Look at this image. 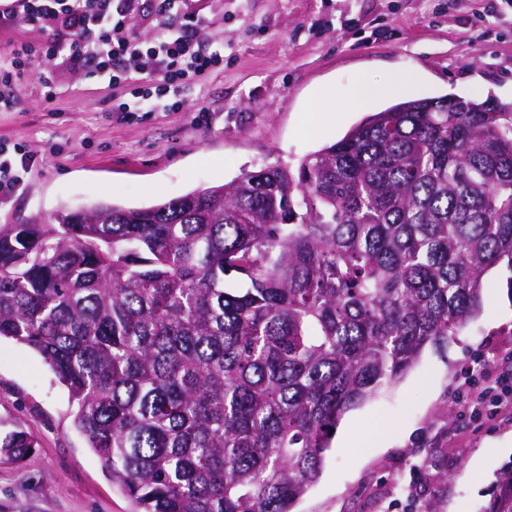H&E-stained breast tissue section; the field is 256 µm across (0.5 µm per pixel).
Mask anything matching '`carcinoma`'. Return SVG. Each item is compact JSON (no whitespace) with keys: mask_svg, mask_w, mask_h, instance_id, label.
<instances>
[{"mask_svg":"<svg viewBox=\"0 0 512 512\" xmlns=\"http://www.w3.org/2000/svg\"><path fill=\"white\" fill-rule=\"evenodd\" d=\"M504 262L512 107L409 100L295 169L0 224V338L67 387L136 512H294L342 415L459 335ZM35 445L0 431L1 456ZM485 512H512V465Z\"/></svg>","mask_w":512,"mask_h":512,"instance_id":"obj_1","label":"carcinoma"}]
</instances>
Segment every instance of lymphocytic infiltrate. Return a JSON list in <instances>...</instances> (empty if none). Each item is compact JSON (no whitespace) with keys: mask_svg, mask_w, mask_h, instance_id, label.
I'll use <instances>...</instances> for the list:
<instances>
[{"mask_svg":"<svg viewBox=\"0 0 512 512\" xmlns=\"http://www.w3.org/2000/svg\"><path fill=\"white\" fill-rule=\"evenodd\" d=\"M142 0H0V24L39 27L44 41L17 44L0 55V112L14 109L7 88L36 76L45 101H53L56 77L35 72L42 60H62L89 68L95 76L120 85L135 81L132 102L112 104L115 112H152L178 109L185 93L201 76L223 68L221 49L205 51L194 34L206 27V18L189 7L188 0H152L151 11ZM151 18L155 36L140 41L133 32L136 19ZM30 160L20 147L0 141V197L16 193L24 184Z\"/></svg>","mask_w":512,"mask_h":512,"instance_id":"f902f5d3","label":"lymphocytic infiltrate"}]
</instances>
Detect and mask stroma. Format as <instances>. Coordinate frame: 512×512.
<instances>
[{"label":"stroma","instance_id":"35a3bbf8","mask_svg":"<svg viewBox=\"0 0 512 512\" xmlns=\"http://www.w3.org/2000/svg\"><path fill=\"white\" fill-rule=\"evenodd\" d=\"M202 44L224 67L178 110L127 114L124 92L87 71L48 62L62 93L50 103L31 78L0 112V141L32 158L27 183L0 201V224L52 221L100 201L150 206L231 181L241 169L300 159L343 138L384 102L355 108L363 80L418 75L414 99L459 96L512 106V0H199ZM206 108L196 116V105ZM481 312L460 335L430 345L377 397L336 427L317 482L295 512H477L512 463V408L457 406L458 385L491 366L512 383V269L485 277ZM75 408L42 358L0 339V422L38 443L0 456V512H132L73 422Z\"/></svg>","mask_w":512,"mask_h":512}]
</instances>
